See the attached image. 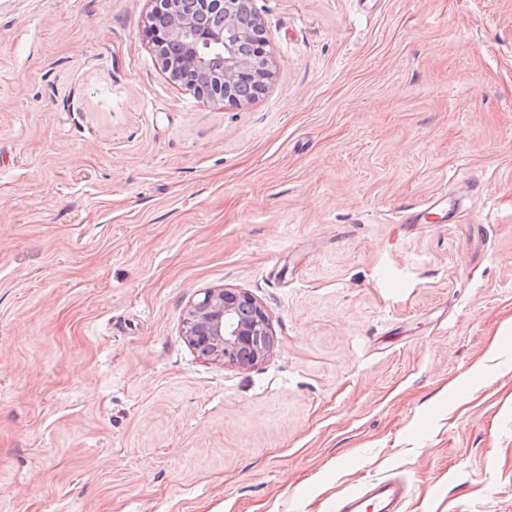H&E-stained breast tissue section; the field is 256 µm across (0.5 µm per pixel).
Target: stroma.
I'll return each mask as SVG.
<instances>
[{"mask_svg":"<svg viewBox=\"0 0 512 512\" xmlns=\"http://www.w3.org/2000/svg\"><path fill=\"white\" fill-rule=\"evenodd\" d=\"M185 91L147 0H0V512H512V0H253ZM445 193L449 219L402 209ZM248 291L242 370L182 333ZM146 35L170 78L185 90L213 100L240 103L265 87L271 69L264 29L256 13L249 14L244 26L238 18L249 0H151ZM166 16L164 28L152 26L153 17ZM225 31L235 33L223 38ZM177 42L185 50L172 64L162 49ZM202 76L191 80L189 73ZM254 94V95H255ZM183 335L203 356L247 369L276 343L268 311L250 293L210 288L186 311ZM406 485L396 478L371 480L363 491L344 495L336 504L337 512H403Z\"/></svg>","mask_w":512,"mask_h":512,"instance_id":"35a3bbf8","label":"stroma"}]
</instances>
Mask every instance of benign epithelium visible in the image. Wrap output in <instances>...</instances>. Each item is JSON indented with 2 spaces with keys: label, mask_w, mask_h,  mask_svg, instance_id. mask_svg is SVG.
<instances>
[{
  "label": "benign epithelium",
  "mask_w": 512,
  "mask_h": 512,
  "mask_svg": "<svg viewBox=\"0 0 512 512\" xmlns=\"http://www.w3.org/2000/svg\"><path fill=\"white\" fill-rule=\"evenodd\" d=\"M146 35L170 78L213 100L240 103L271 77L264 29L256 13L238 18L250 0H151ZM165 16L164 28L152 25ZM183 335L202 355L247 369L276 343L268 311L250 293L210 288L186 311Z\"/></svg>",
  "instance_id": "1"
}]
</instances>
